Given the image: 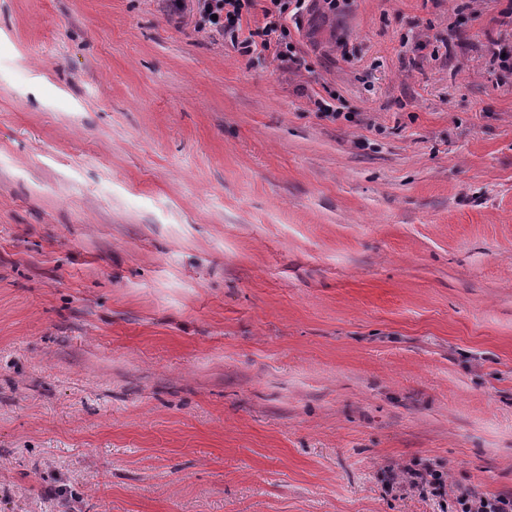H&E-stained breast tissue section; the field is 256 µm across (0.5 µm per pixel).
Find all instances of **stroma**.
<instances>
[{
  "label": "stroma",
  "instance_id": "35a3bbf8",
  "mask_svg": "<svg viewBox=\"0 0 512 512\" xmlns=\"http://www.w3.org/2000/svg\"><path fill=\"white\" fill-rule=\"evenodd\" d=\"M511 10L348 0L297 71L166 0H0V512L512 496Z\"/></svg>",
  "mask_w": 512,
  "mask_h": 512
}]
</instances>
